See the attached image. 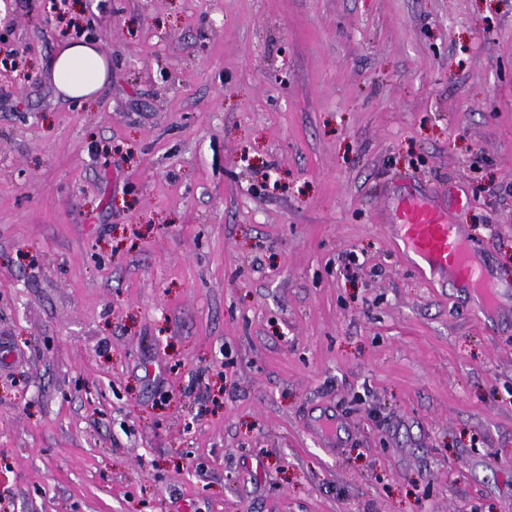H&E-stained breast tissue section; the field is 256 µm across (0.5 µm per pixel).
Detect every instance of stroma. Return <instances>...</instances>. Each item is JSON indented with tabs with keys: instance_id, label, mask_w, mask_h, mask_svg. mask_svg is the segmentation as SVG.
I'll list each match as a JSON object with an SVG mask.
<instances>
[{
	"instance_id": "1",
	"label": "stroma",
	"mask_w": 512,
	"mask_h": 512,
	"mask_svg": "<svg viewBox=\"0 0 512 512\" xmlns=\"http://www.w3.org/2000/svg\"><path fill=\"white\" fill-rule=\"evenodd\" d=\"M0 0V512H512V0ZM101 48L94 100L49 79ZM391 222L433 277L448 278L450 272L459 284L481 288L492 298L502 297L499 280L472 260L448 212L414 194H406L396 199Z\"/></svg>"
}]
</instances>
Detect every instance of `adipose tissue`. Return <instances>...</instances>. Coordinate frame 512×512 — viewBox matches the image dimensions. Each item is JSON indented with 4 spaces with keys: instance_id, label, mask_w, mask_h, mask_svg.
<instances>
[{
    "instance_id": "1",
    "label": "adipose tissue",
    "mask_w": 512,
    "mask_h": 512,
    "mask_svg": "<svg viewBox=\"0 0 512 512\" xmlns=\"http://www.w3.org/2000/svg\"><path fill=\"white\" fill-rule=\"evenodd\" d=\"M55 87L66 97L80 101L94 99L109 77V66L99 48L74 44L59 50L50 69Z\"/></svg>"
}]
</instances>
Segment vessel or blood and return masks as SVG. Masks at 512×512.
<instances>
[{"label": "vessel or blood", "instance_id": "b4317fda", "mask_svg": "<svg viewBox=\"0 0 512 512\" xmlns=\"http://www.w3.org/2000/svg\"><path fill=\"white\" fill-rule=\"evenodd\" d=\"M392 225L432 276L453 275L459 284L501 295L494 275L470 257L447 212L413 194L397 198Z\"/></svg>", "mask_w": 512, "mask_h": 512}]
</instances>
